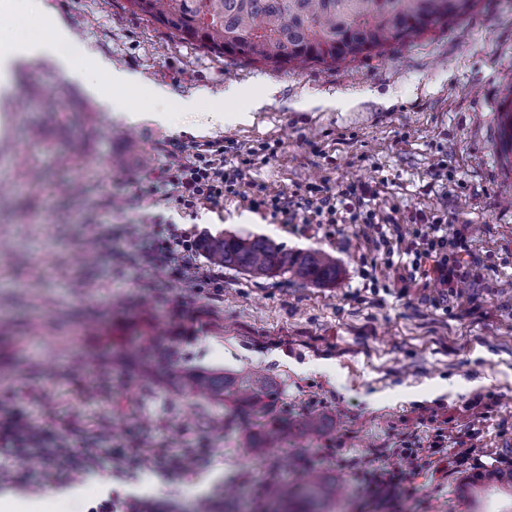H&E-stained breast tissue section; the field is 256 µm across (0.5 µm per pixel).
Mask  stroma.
I'll use <instances>...</instances> for the list:
<instances>
[{
	"instance_id": "1",
	"label": "stroma",
	"mask_w": 512,
	"mask_h": 512,
	"mask_svg": "<svg viewBox=\"0 0 512 512\" xmlns=\"http://www.w3.org/2000/svg\"><path fill=\"white\" fill-rule=\"evenodd\" d=\"M86 67L101 57L167 92L164 120L144 92L108 112L82 83L48 63L23 62L0 105V414L25 416L54 446L110 460L64 485L30 454L24 485L0 495L48 500L55 512H267L270 487L317 470L338 487L332 512H512V161L499 147L498 109L512 92V0H478L458 24L411 44L302 71L219 57L133 13L128 0H49ZM235 84L267 94L252 123L210 126ZM58 92L47 124L41 98ZM351 96L346 107L331 105ZM196 99L195 111L180 105ZM220 142L242 170L238 193L194 215L168 209L176 228L262 237L293 254L335 258V283L284 273L255 277L163 264L150 207L123 200L163 163V145ZM377 189L374 207L404 217L432 210L469 227L472 276L453 293L387 262L364 224H296L260 206L308 185ZM173 359L197 371L260 373L277 388L274 416L289 445L252 448L245 414L187 396L158 376ZM327 428L305 435L307 415ZM473 439L478 456L415 479L417 494L359 484L356 465L437 430ZM144 467L126 468V449ZM208 451L191 470L175 456ZM493 469L489 487L461 491Z\"/></svg>"
}]
</instances>
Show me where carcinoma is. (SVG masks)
Segmentation results:
<instances>
[{"mask_svg":"<svg viewBox=\"0 0 512 512\" xmlns=\"http://www.w3.org/2000/svg\"><path fill=\"white\" fill-rule=\"evenodd\" d=\"M475 0H131L142 13L180 39L195 42L217 56H241L251 62L306 68L339 65L382 54L393 44H410L428 31L463 20ZM503 145L512 151V101L501 108ZM203 251L217 265L254 275L291 272L312 284L336 281V260L321 251L284 253L263 238H208ZM170 378L192 397L251 413L254 447L288 443V424L271 417L277 398L264 376L229 377L188 374L172 365ZM273 502L297 500L312 509L336 497V487L317 472L308 484H279Z\"/></svg>","mask_w":512,"mask_h":512,"instance_id":"carcinoma-1","label":"carcinoma"}]
</instances>
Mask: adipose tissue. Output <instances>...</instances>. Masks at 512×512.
Listing matches in <instances>:
<instances>
[{
	"label": "adipose tissue",
	"mask_w": 512,
	"mask_h": 512,
	"mask_svg": "<svg viewBox=\"0 0 512 512\" xmlns=\"http://www.w3.org/2000/svg\"><path fill=\"white\" fill-rule=\"evenodd\" d=\"M26 8L31 12L40 13L47 25L45 35L24 42L0 40V92H7L12 84L13 68L19 62H34L44 59L52 60L57 68L68 78L84 81L85 76L81 67L75 61L66 58L58 51L60 43L69 41L71 34L68 29L56 19L47 0H27ZM224 97L229 103L228 110L216 111L211 115L213 125L246 124L252 121L253 113L263 103L262 98L238 88L229 86Z\"/></svg>",
	"instance_id": "obj_1"
}]
</instances>
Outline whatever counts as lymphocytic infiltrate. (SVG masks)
Returning <instances> with one entry per match:
<instances>
[{"label": "lymphocytic infiltrate", "mask_w": 512, "mask_h": 512, "mask_svg": "<svg viewBox=\"0 0 512 512\" xmlns=\"http://www.w3.org/2000/svg\"><path fill=\"white\" fill-rule=\"evenodd\" d=\"M165 163L154 169L145 186L130 197V207L146 203L174 201L182 212L193 214L198 208H216L226 196L235 194L240 170L225 168L224 145L220 142L187 146L172 145L165 152ZM376 192L366 186L349 185L331 191L323 185L308 186L299 201H285L273 196L265 204L273 211L297 217L298 213L313 215L319 224H367L373 226L382 246H390L392 230L399 220L391 213L373 208ZM414 230L409 236L404 253L409 258L413 273L422 278H435L441 287L456 288L468 273L464 257L470 250L465 228L448 229L444 217L424 210H416L408 218ZM201 235H189L175 227H168L164 239L158 241V258L166 263L190 264L201 250ZM49 434L31 435L22 417L17 414L0 420V446L23 451L46 453ZM412 459L410 470L390 467L363 468L357 473L360 481L374 488L412 485L414 479L433 464L454 459L461 463L471 456V449L449 455L445 436H438L425 448L406 451Z\"/></svg>", "instance_id": "lymphocytic-infiltrate-1"}]
</instances>
